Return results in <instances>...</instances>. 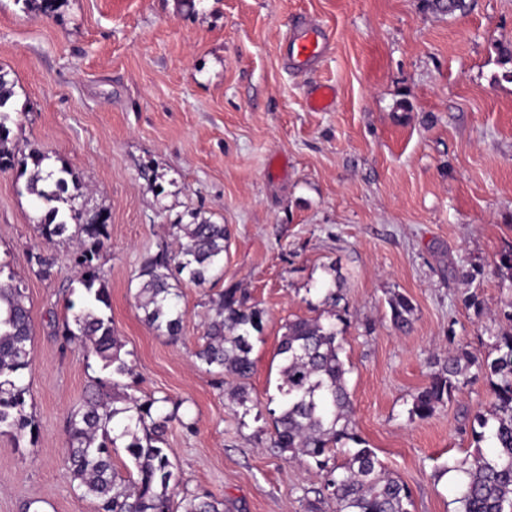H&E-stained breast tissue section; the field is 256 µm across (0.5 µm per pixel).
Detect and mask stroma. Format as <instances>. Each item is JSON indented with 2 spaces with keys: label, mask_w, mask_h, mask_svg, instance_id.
I'll return each mask as SVG.
<instances>
[{
  "label": "stroma",
  "mask_w": 512,
  "mask_h": 512,
  "mask_svg": "<svg viewBox=\"0 0 512 512\" xmlns=\"http://www.w3.org/2000/svg\"><path fill=\"white\" fill-rule=\"evenodd\" d=\"M329 51L302 69L284 48L301 26ZM0 70L14 82L13 144L46 152L105 211L94 264L140 395L179 403L167 446L176 498L207 490L236 512H333L315 467L270 446L229 374L195 357L224 289L264 311L249 404L275 395L284 326L340 314L352 426L410 488L411 512H456L448 465L474 450L492 401L477 376L425 420L410 416L435 357H485L512 303L490 264L512 242V0L442 15L423 0H64L52 17L0 0ZM320 84L331 108L310 109ZM19 171H0V265L26 295L34 362L24 371L36 439L0 435V512H98L65 466L66 426L100 362L55 336L80 301L67 237L46 240ZM227 225L224 275L180 285L183 334L157 335L137 307L142 259L177 250L192 214ZM54 257L50 277L32 254ZM477 271L476 281L463 271ZM340 279L336 309L320 287ZM483 313L464 303L471 285ZM406 296L397 332L389 301ZM391 310V321L395 329L406 332L410 325V316L413 312V306L408 298L403 295H396L389 301Z\"/></svg>",
  "instance_id": "obj_1"
}]
</instances>
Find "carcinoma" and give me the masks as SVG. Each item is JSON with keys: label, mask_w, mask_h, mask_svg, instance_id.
Here are the masks:
<instances>
[{"label": "carcinoma", "mask_w": 512, "mask_h": 512, "mask_svg": "<svg viewBox=\"0 0 512 512\" xmlns=\"http://www.w3.org/2000/svg\"><path fill=\"white\" fill-rule=\"evenodd\" d=\"M43 16H53L64 0H25ZM427 8L452 15L468 7L466 0H425ZM8 73L0 70V170L17 169L27 176L26 188L38 201L42 214L38 228L52 240L74 224L77 248L69 261L81 269L78 283L84 289L82 306L64 319L58 336L66 347L74 342L101 363L107 372L93 381L92 392L71 412L67 430V463L82 496L98 501L99 512H228L224 499L212 494L191 495L174 501L179 485L165 447L169 424L178 419L169 411V398L131 394L137 382L133 368L121 357V343L105 314L109 308L106 285L93 264L106 237L107 216L100 210L74 205L81 185L66 167L44 166L48 155L40 151L18 154L11 147V99ZM68 204L63 211L58 204ZM188 224H177L179 247L171 253L160 247L144 257L137 294L145 321L159 336L176 341L182 334L183 314L176 299L187 280L202 286L224 275V249L228 229L191 214ZM496 269L512 281V244L500 253ZM395 329L411 325L413 306L396 295L389 301ZM508 326L494 336L491 354L480 360L457 348L433 362L429 384L414 397L410 416L431 417L437 408L460 392L472 377L471 369L490 379L494 400L473 417L475 449L448 468L464 474L458 484V512H512V304L501 310ZM263 331V310L248 304L238 288L220 294L215 313L205 331V342L195 356L209 370L227 372L238 381L236 395L245 404L247 380L254 371L250 354L255 335ZM333 321L297 319L286 324L278 348L282 357L279 407L268 410L273 433L271 447L288 459L315 464L323 477V489L335 504V512H410L409 487L386 473L376 452L367 447L351 426L352 402L346 386L349 369L340 357L341 338ZM34 341L30 308L14 273L0 278V434L16 437L37 427L27 412L29 386L23 372L32 366ZM130 378L124 383L122 379ZM123 442L136 477L123 478L112 465V451ZM491 443L485 450L481 443ZM345 450V461L328 466L336 448Z\"/></svg>", "instance_id": "obj_1"}]
</instances>
